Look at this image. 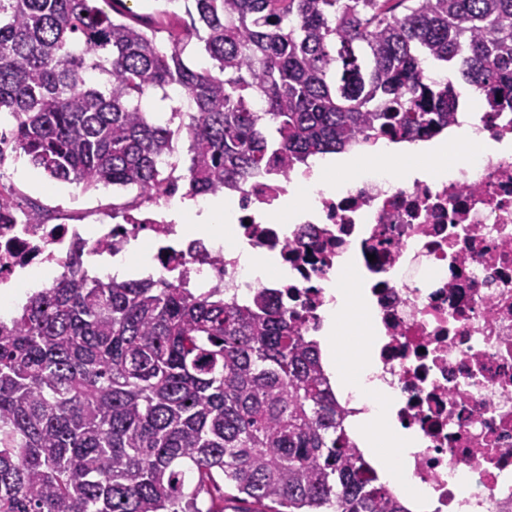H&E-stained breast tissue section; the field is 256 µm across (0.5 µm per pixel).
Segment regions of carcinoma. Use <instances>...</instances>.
I'll return each mask as SVG.
<instances>
[{
    "instance_id": "carcinoma-1",
    "label": "carcinoma",
    "mask_w": 512,
    "mask_h": 512,
    "mask_svg": "<svg viewBox=\"0 0 512 512\" xmlns=\"http://www.w3.org/2000/svg\"><path fill=\"white\" fill-rule=\"evenodd\" d=\"M0 0V112L50 179L136 190L237 188L346 151L368 130L448 125L461 74L512 112V0H193L190 25L127 21L112 0ZM210 61H187L192 41ZM189 107L161 123L152 90ZM177 123L176 128L170 124ZM188 165L158 166L174 136ZM318 344L268 295L229 303L78 259L0 323V512H214L207 483L273 512H407L350 447Z\"/></svg>"
}]
</instances>
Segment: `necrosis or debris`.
<instances>
[{"instance_id": "necrosis-or-debris-1", "label": "necrosis or debris", "mask_w": 512, "mask_h": 512, "mask_svg": "<svg viewBox=\"0 0 512 512\" xmlns=\"http://www.w3.org/2000/svg\"><path fill=\"white\" fill-rule=\"evenodd\" d=\"M469 117L486 147L462 151L445 175L388 177L367 169L318 193L311 214L281 225L276 215L299 165L234 189L232 242L184 238L159 195L115 223H28L0 212V288L87 257L127 254L150 242L153 276L228 302L261 290L287 308L301 335H319L327 286L346 268L371 326L368 354L392 391L391 413L416 441L409 467L429 502L405 497L409 512H512V112L473 109L457 96L454 119ZM276 258L272 282L245 279L237 251Z\"/></svg>"}]
</instances>
